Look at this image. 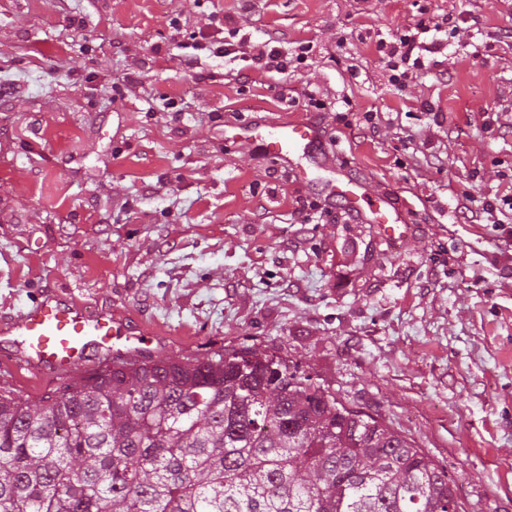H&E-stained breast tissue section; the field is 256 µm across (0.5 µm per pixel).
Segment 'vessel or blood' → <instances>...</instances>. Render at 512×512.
Wrapping results in <instances>:
<instances>
[{
  "label": "vessel or blood",
  "mask_w": 512,
  "mask_h": 512,
  "mask_svg": "<svg viewBox=\"0 0 512 512\" xmlns=\"http://www.w3.org/2000/svg\"><path fill=\"white\" fill-rule=\"evenodd\" d=\"M236 139H260L266 155L282 165H297L300 151L319 146L320 127L311 121L284 123L266 130L240 124ZM329 197L340 198L350 211L380 224L387 237H394L402 220L382 199L365 197L362 182L349 171L338 172L328 184ZM1 336H20V365L53 376H65L86 368L91 357L140 359L153 354L148 332L135 331L112 310L91 311L52 295L37 298L8 326Z\"/></svg>",
  "instance_id": "b4317fda"
}]
</instances>
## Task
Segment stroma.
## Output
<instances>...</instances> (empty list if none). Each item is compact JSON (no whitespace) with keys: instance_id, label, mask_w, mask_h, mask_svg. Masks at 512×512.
I'll use <instances>...</instances> for the list:
<instances>
[{"instance_id":"stroma-1","label":"stroma","mask_w":512,"mask_h":512,"mask_svg":"<svg viewBox=\"0 0 512 512\" xmlns=\"http://www.w3.org/2000/svg\"><path fill=\"white\" fill-rule=\"evenodd\" d=\"M456 28L393 84L378 36ZM245 29L235 57L179 44ZM313 51L290 75L257 44ZM375 113L367 124L366 113ZM310 119L408 226L326 198L235 122ZM41 293L109 308L179 357L286 358L512 512V0H0V320ZM0 386L35 401L36 370Z\"/></svg>"}]
</instances>
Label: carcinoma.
Instances as JSON below:
<instances>
[{
    "mask_svg": "<svg viewBox=\"0 0 512 512\" xmlns=\"http://www.w3.org/2000/svg\"><path fill=\"white\" fill-rule=\"evenodd\" d=\"M0 512H463L448 469L256 347L0 393Z\"/></svg>",
    "mask_w": 512,
    "mask_h": 512,
    "instance_id": "1",
    "label": "carcinoma"
}]
</instances>
